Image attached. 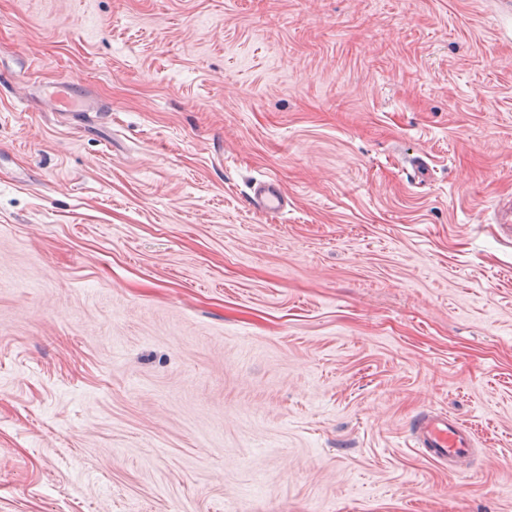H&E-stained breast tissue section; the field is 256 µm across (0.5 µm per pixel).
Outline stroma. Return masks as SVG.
I'll list each match as a JSON object with an SVG mask.
<instances>
[{"label":"stroma","instance_id":"1","mask_svg":"<svg viewBox=\"0 0 512 512\" xmlns=\"http://www.w3.org/2000/svg\"><path fill=\"white\" fill-rule=\"evenodd\" d=\"M510 14L0 0V512H512ZM249 206L267 213H280L285 201L277 180L271 176L255 182L247 200ZM413 434L422 446L419 451L438 463L466 459L474 451L467 428L447 416L418 415L413 423Z\"/></svg>","mask_w":512,"mask_h":512}]
</instances>
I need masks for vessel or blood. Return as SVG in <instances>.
<instances>
[{
  "label": "vessel or blood",
  "mask_w": 512,
  "mask_h": 512,
  "mask_svg": "<svg viewBox=\"0 0 512 512\" xmlns=\"http://www.w3.org/2000/svg\"><path fill=\"white\" fill-rule=\"evenodd\" d=\"M248 204L267 213L281 212L285 201L277 180L269 177L255 182ZM413 433L422 454L438 463L456 462L471 456L474 451L467 428L446 416L418 415L413 423Z\"/></svg>",
  "instance_id": "b4317fda"
}]
</instances>
